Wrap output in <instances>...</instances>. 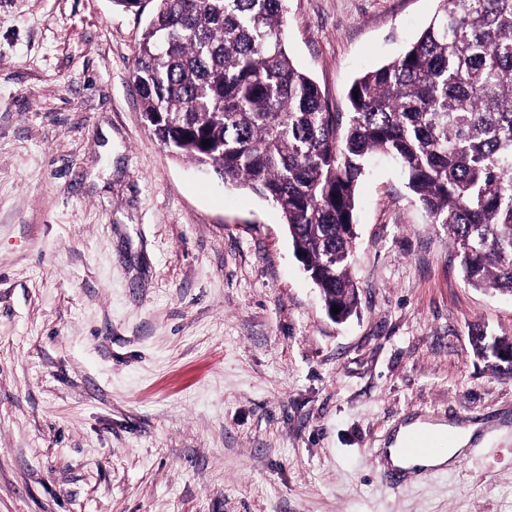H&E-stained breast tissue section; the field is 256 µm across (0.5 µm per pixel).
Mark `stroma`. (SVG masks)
I'll use <instances>...</instances> for the list:
<instances>
[{"instance_id": "obj_1", "label": "stroma", "mask_w": 512, "mask_h": 512, "mask_svg": "<svg viewBox=\"0 0 512 512\" xmlns=\"http://www.w3.org/2000/svg\"><path fill=\"white\" fill-rule=\"evenodd\" d=\"M438 0H288L332 107ZM148 21L112 0H0V512H512V378L387 157L358 184V307L331 320L279 211L175 157L132 78ZM426 417L479 453L401 489L377 459ZM475 354L497 372L512 375V341L504 337L488 336L481 329L471 334Z\"/></svg>"}]
</instances>
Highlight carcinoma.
Returning <instances> with one entry per match:
<instances>
[{
	"label": "carcinoma",
	"instance_id": "1",
	"mask_svg": "<svg viewBox=\"0 0 512 512\" xmlns=\"http://www.w3.org/2000/svg\"><path fill=\"white\" fill-rule=\"evenodd\" d=\"M147 1L133 76L153 134L281 211L336 320L357 309L355 190L373 153L445 226L465 282L512 294V0H438L413 44L351 83L344 112L288 55L287 0L113 3ZM471 337L512 375V341Z\"/></svg>",
	"mask_w": 512,
	"mask_h": 512
}]
</instances>
